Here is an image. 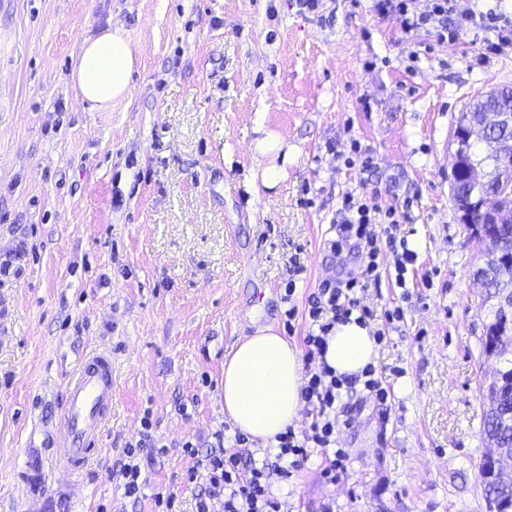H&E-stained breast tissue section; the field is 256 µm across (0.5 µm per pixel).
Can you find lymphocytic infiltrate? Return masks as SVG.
<instances>
[{"instance_id":"obj_1","label":"lymphocytic infiltrate","mask_w":512,"mask_h":512,"mask_svg":"<svg viewBox=\"0 0 512 512\" xmlns=\"http://www.w3.org/2000/svg\"><path fill=\"white\" fill-rule=\"evenodd\" d=\"M428 13L413 10V0H377L380 15L395 19L407 32L422 29L430 21H438L440 41L456 42L461 33L475 27L483 31L481 55L498 54L512 48V18L493 12H475L471 0H432ZM398 220L395 212L374 214L361 198L347 194L336 213V239L329 248L338 254L348 250L365 254L368 262L362 278L324 280L308 300L309 330L304 338L307 380L301 394L312 408V421L307 430L295 433L286 430L277 437L278 452L274 461H257L253 453L243 452L244 436H237L236 445L209 457L201 469L192 470L190 481H201L196 498V512H286L287 501L275 498L269 491L271 477L287 481L308 462L312 449L326 453L323 475L328 480L345 469L346 454L336 446V403L343 390L353 389L354 379L336 375L319 359L326 349V338L336 324L357 318L369 321L373 313L361 306L357 296L363 282L379 277L378 257L382 248L396 255L397 284H404L406 265L415 256L405 240L395 235Z\"/></svg>"}]
</instances>
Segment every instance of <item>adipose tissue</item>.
I'll return each mask as SVG.
<instances>
[{
  "label": "adipose tissue",
  "instance_id": "1",
  "mask_svg": "<svg viewBox=\"0 0 512 512\" xmlns=\"http://www.w3.org/2000/svg\"><path fill=\"white\" fill-rule=\"evenodd\" d=\"M138 60L126 32L118 26L80 42L71 82L91 109L104 110L131 92ZM377 356L373 326L356 320L337 324L327 338L324 363L336 374L354 376ZM304 363L297 347L266 327L245 338L224 363L219 390L233 425L261 445L275 443L301 417Z\"/></svg>",
  "mask_w": 512,
  "mask_h": 512
}]
</instances>
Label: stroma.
Segmentation results:
<instances>
[{"mask_svg":"<svg viewBox=\"0 0 512 512\" xmlns=\"http://www.w3.org/2000/svg\"><path fill=\"white\" fill-rule=\"evenodd\" d=\"M373 5L0 0V255L23 252L21 276L0 280V512H24L30 433L58 422L63 383L95 348L112 353V417L81 476L48 469V512H155L159 492L194 512L182 445L206 452L220 430L233 446L218 390L233 347L269 326L303 346L309 295L361 272L360 257L328 247L350 192L406 208L399 233L417 254L406 287L387 252L361 294L384 335L374 370L388 399L338 403L336 482L316 451L273 492L292 512H486L492 315L450 176L457 121L512 87V51L482 63V31L442 44L435 26L405 33ZM110 24L139 61L132 95L98 111L70 71L80 36ZM269 134L293 152L278 186L255 191L254 147ZM358 149L376 164L365 181L346 163ZM397 308L402 319L386 322ZM146 419L135 501L120 466Z\"/></svg>","mask_w":512,"mask_h":512,"instance_id":"obj_1","label":"stroma"}]
</instances>
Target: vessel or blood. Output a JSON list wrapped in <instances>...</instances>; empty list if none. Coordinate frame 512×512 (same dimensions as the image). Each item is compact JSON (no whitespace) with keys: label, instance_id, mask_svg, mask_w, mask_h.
I'll return each mask as SVG.
<instances>
[{"label":"vessel or blood","instance_id":"vessel-or-blood-1","mask_svg":"<svg viewBox=\"0 0 512 512\" xmlns=\"http://www.w3.org/2000/svg\"><path fill=\"white\" fill-rule=\"evenodd\" d=\"M112 397L111 356L99 351L84 355L66 383L60 422L47 442L60 449V462L70 474H81L92 462L112 412ZM46 465L38 450L30 449L23 473L27 486L42 480Z\"/></svg>","mask_w":512,"mask_h":512}]
</instances>
